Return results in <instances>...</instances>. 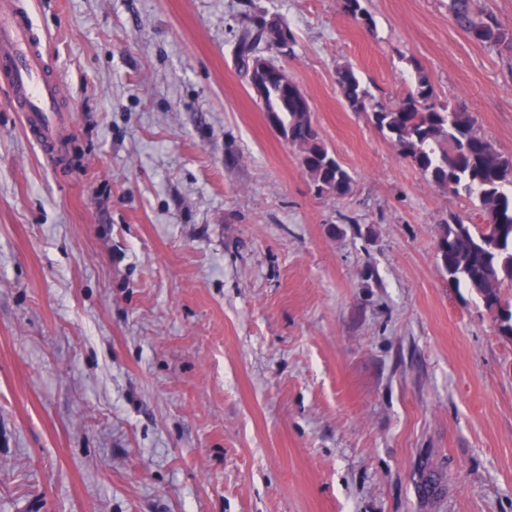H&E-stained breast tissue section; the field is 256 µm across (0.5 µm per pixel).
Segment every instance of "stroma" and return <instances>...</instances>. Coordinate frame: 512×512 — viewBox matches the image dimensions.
<instances>
[{
	"label": "stroma",
	"instance_id": "1",
	"mask_svg": "<svg viewBox=\"0 0 512 512\" xmlns=\"http://www.w3.org/2000/svg\"><path fill=\"white\" fill-rule=\"evenodd\" d=\"M71 110L53 165L0 85V512H512V336L437 257L481 218L336 69L512 153V52L448 0H25ZM257 13L353 178L318 195L238 56Z\"/></svg>",
	"mask_w": 512,
	"mask_h": 512
}]
</instances>
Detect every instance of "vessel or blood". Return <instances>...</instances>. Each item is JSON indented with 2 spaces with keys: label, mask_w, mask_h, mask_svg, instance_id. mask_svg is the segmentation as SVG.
I'll return each instance as SVG.
<instances>
[{
  "label": "vessel or blood",
  "mask_w": 512,
  "mask_h": 512,
  "mask_svg": "<svg viewBox=\"0 0 512 512\" xmlns=\"http://www.w3.org/2000/svg\"><path fill=\"white\" fill-rule=\"evenodd\" d=\"M0 75L27 135L52 161H61L68 154L70 114L59 103V79L50 74L46 51L19 0H0Z\"/></svg>",
  "instance_id": "1"
}]
</instances>
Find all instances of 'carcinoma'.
<instances>
[{
	"label": "carcinoma",
	"instance_id": "cac0c4a2",
	"mask_svg": "<svg viewBox=\"0 0 512 512\" xmlns=\"http://www.w3.org/2000/svg\"><path fill=\"white\" fill-rule=\"evenodd\" d=\"M342 7L358 24L372 26L364 0H342ZM448 7L471 40L512 51V31L478 9L475 0H449ZM262 42L291 47L295 38L287 25L256 16L240 39V55L249 56ZM414 70L410 91L393 105L377 100L349 65L336 69V83L348 106L369 113L375 128L428 180L452 193L476 196L483 223L454 217L441 224L438 259L454 285H464L497 309L499 330L511 336L512 303L503 300L500 289L512 286V194L504 191L512 187V154L482 137L470 113L436 103L429 75L418 65ZM262 104L281 135L298 148L302 169L316 191L337 198L349 195L353 179L325 144L305 109V97L275 84L267 88Z\"/></svg>",
	"mask_w": 512,
	"mask_h": 512
}]
</instances>
